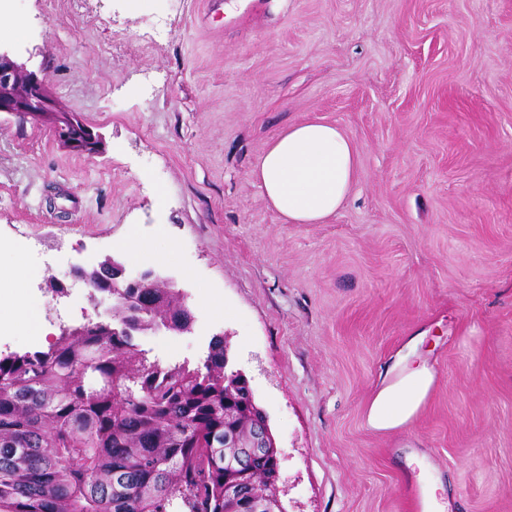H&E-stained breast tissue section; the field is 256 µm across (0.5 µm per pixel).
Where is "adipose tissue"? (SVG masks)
Returning <instances> with one entry per match:
<instances>
[{"instance_id": "obj_1", "label": "adipose tissue", "mask_w": 512, "mask_h": 512, "mask_svg": "<svg viewBox=\"0 0 512 512\" xmlns=\"http://www.w3.org/2000/svg\"><path fill=\"white\" fill-rule=\"evenodd\" d=\"M359 154L337 125L308 120L288 126L266 147L253 176L271 207L290 224H320L336 215L351 192ZM424 334L407 337L376 384L365 410L380 433L408 429L438 381L422 358Z\"/></svg>"}]
</instances>
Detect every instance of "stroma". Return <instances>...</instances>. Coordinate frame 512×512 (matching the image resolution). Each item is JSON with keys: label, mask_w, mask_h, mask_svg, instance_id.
Masks as SVG:
<instances>
[{"label": "stroma", "mask_w": 512, "mask_h": 512, "mask_svg": "<svg viewBox=\"0 0 512 512\" xmlns=\"http://www.w3.org/2000/svg\"><path fill=\"white\" fill-rule=\"evenodd\" d=\"M0 45L104 138L87 157L0 116V281L166 256L192 333L138 339L199 364L223 336L278 447L285 512H512V0H13ZM332 122L360 167L342 209L288 224L252 171L288 125ZM43 248L15 261L9 245ZM426 333L439 380L400 433L363 412Z\"/></svg>", "instance_id": "obj_1"}]
</instances>
